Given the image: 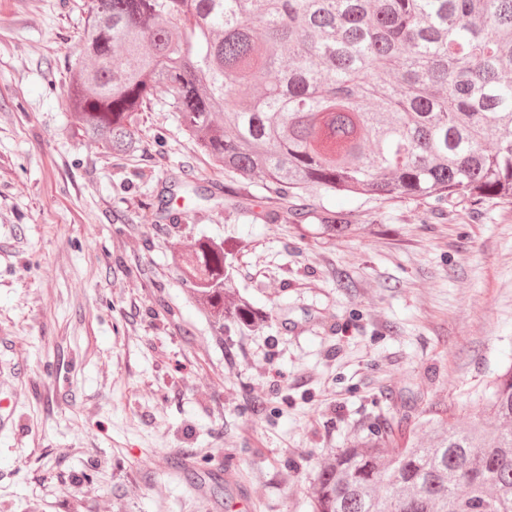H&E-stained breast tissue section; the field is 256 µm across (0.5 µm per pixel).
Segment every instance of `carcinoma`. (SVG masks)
Listing matches in <instances>:
<instances>
[{
  "label": "carcinoma",
  "instance_id": "carcinoma-1",
  "mask_svg": "<svg viewBox=\"0 0 512 512\" xmlns=\"http://www.w3.org/2000/svg\"><path fill=\"white\" fill-rule=\"evenodd\" d=\"M68 69L80 137L139 151L163 88L202 155L261 182L270 220L302 221L305 197L512 200V0H91ZM319 216L324 240L360 230ZM177 264L219 330L254 323L224 242ZM453 416L402 413L329 453L313 512H512V364Z\"/></svg>",
  "mask_w": 512,
  "mask_h": 512
}]
</instances>
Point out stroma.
<instances>
[{"mask_svg":"<svg viewBox=\"0 0 512 512\" xmlns=\"http://www.w3.org/2000/svg\"><path fill=\"white\" fill-rule=\"evenodd\" d=\"M90 0H0V512H312L320 460L384 416L459 421L512 364V204L336 198L329 243L200 155L157 92L143 143L64 99ZM237 253L260 316L222 333L171 252ZM320 223L318 226V234L324 240H336V237L353 234L360 230L361 224H344L338 212L319 205Z\"/></svg>","mask_w":512,"mask_h":512,"instance_id":"obj_1","label":"stroma"}]
</instances>
